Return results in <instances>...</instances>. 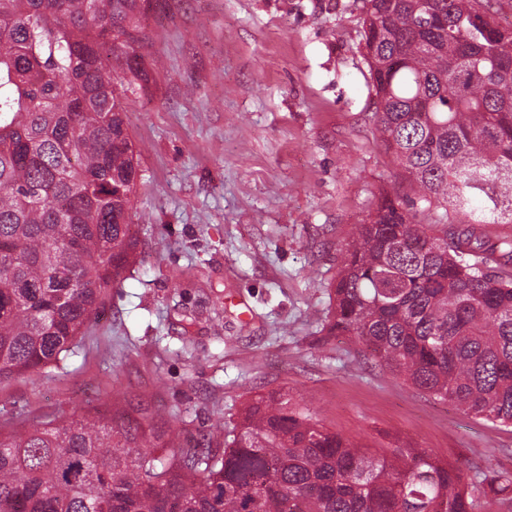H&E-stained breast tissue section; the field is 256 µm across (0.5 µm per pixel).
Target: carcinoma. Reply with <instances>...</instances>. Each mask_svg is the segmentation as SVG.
<instances>
[{"instance_id":"1","label":"carcinoma","mask_w":512,"mask_h":512,"mask_svg":"<svg viewBox=\"0 0 512 512\" xmlns=\"http://www.w3.org/2000/svg\"><path fill=\"white\" fill-rule=\"evenodd\" d=\"M150 0H0V380L64 362L130 263L127 92ZM373 117L399 182L342 252L325 330L512 425V29L479 0H365ZM512 472L372 450L272 391L223 437L157 410L0 430V512H500Z\"/></svg>"}]
</instances>
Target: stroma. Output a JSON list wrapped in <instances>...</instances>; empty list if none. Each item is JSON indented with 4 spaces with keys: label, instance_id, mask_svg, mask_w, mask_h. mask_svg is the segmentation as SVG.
Returning <instances> with one entry per match:
<instances>
[{
    "label": "stroma",
    "instance_id": "stroma-1",
    "mask_svg": "<svg viewBox=\"0 0 512 512\" xmlns=\"http://www.w3.org/2000/svg\"><path fill=\"white\" fill-rule=\"evenodd\" d=\"M363 0H155L129 95L136 254L64 365L0 383V425L161 410L218 433L285 390L328 430L512 471V426L464 413L327 335L328 289L396 168L378 147Z\"/></svg>",
    "mask_w": 512,
    "mask_h": 512
}]
</instances>
